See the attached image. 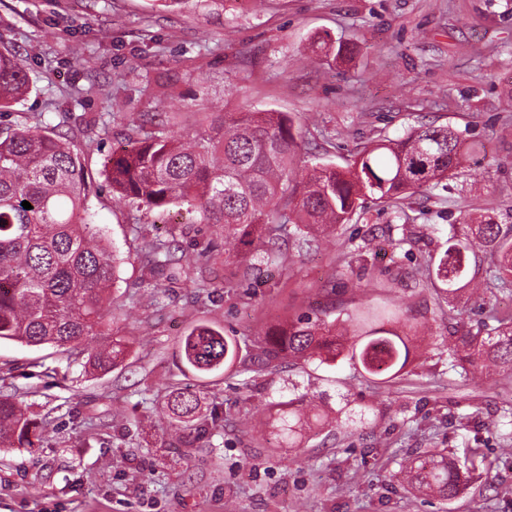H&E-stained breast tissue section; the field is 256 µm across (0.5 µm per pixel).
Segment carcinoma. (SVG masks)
Masks as SVG:
<instances>
[{"label":"carcinoma","mask_w":512,"mask_h":512,"mask_svg":"<svg viewBox=\"0 0 512 512\" xmlns=\"http://www.w3.org/2000/svg\"><path fill=\"white\" fill-rule=\"evenodd\" d=\"M29 89L21 62L9 48H0V112ZM28 121L0 130V341L50 345L70 359L82 354L86 338L104 336L106 344L89 352L86 364L107 373L127 355L123 338L112 335V322L106 321L123 259L94 222L76 145ZM297 147L294 121L286 112H203L199 130L188 139L172 135L164 120L149 134L131 121L104 168L112 195L148 210L177 206L198 214L201 224H220L224 239L238 242L239 255L247 260L259 252H280L287 234L308 246L335 235L363 197L402 210L414 194L461 174L483 150L478 142L464 145L462 133L449 126L422 125L364 148L350 166L321 164L299 181L293 176ZM24 201L32 209L22 207ZM173 246L148 240L139 250L155 272L170 264ZM424 264L436 300L460 316L474 287L491 297L512 288V224L490 215L475 224H452L447 248L427 254ZM480 309L487 320L477 331L448 337V369L464 382L487 363L512 371V311L501 314L489 300ZM335 311L333 303L315 317L302 315L272 332L263 343L264 355L270 361L349 360L376 384L402 375L419 336L412 319L370 307L356 318L350 335L328 320ZM177 355L183 371L200 379L242 372L235 340L206 323L179 338ZM306 397L301 393L275 404L268 428L279 447H302L328 421ZM167 406L174 428L198 435L217 418L215 410L208 418L201 415L200 390L190 387L171 391ZM33 428L22 405L0 396L1 446H33ZM463 454L461 465L431 450L400 465L391 478L417 495L452 501L495 464L478 448L466 447Z\"/></svg>","instance_id":"carcinoma-1"}]
</instances>
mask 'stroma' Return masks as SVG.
<instances>
[{
	"label": "stroma",
	"instance_id": "obj_1",
	"mask_svg": "<svg viewBox=\"0 0 512 512\" xmlns=\"http://www.w3.org/2000/svg\"><path fill=\"white\" fill-rule=\"evenodd\" d=\"M318 39L351 53L314 54ZM1 46L16 52L30 92L0 114V129L26 114L73 134L96 222L125 258L112 326L130 349L98 374L51 346L0 343V394L25 404L42 435L31 448H0V512H512V462L499 459L507 429L497 423L512 371L458 382L448 308L424 267L449 225L512 215V0H265L258 10L248 0H185L168 11L151 0H0ZM198 106L288 113L299 177L429 123L484 144L485 156L414 196L407 218L368 200L338 245L289 240L276 261L247 267L221 227L115 203L103 171L130 120L174 110L172 133L188 137ZM404 236L409 250L393 248ZM144 237L177 246L154 302L137 251ZM204 248L209 265L185 278L182 267ZM368 301L432 328L404 376L374 387L344 361H284L203 391V413L222 414L208 434L186 444L170 427L167 393L196 383L176 360L194 324L223 329L248 359L275 325ZM295 392L350 413L291 451L264 431L271 405ZM467 446L495 466L453 501L390 478L394 459Z\"/></svg>",
	"mask_w": 512,
	"mask_h": 512
}]
</instances>
